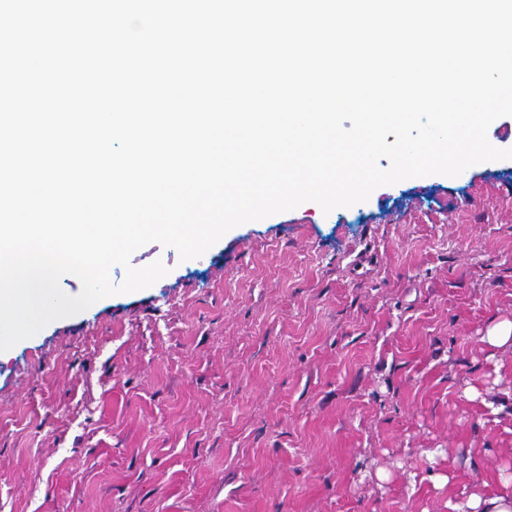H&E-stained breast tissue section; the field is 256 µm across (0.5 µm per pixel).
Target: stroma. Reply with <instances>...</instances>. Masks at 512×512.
Returning <instances> with one entry per match:
<instances>
[{
    "label": "stroma",
    "instance_id": "1",
    "mask_svg": "<svg viewBox=\"0 0 512 512\" xmlns=\"http://www.w3.org/2000/svg\"><path fill=\"white\" fill-rule=\"evenodd\" d=\"M157 260L0 357V512H452L512 478V159Z\"/></svg>",
    "mask_w": 512,
    "mask_h": 512
}]
</instances>
